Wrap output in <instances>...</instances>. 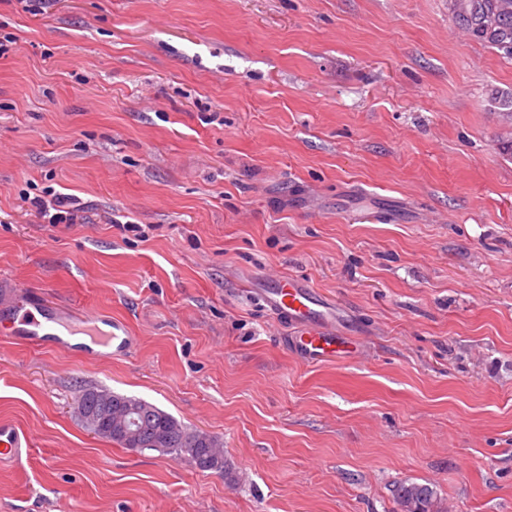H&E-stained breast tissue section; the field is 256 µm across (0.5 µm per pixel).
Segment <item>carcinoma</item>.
I'll list each match as a JSON object with an SVG mask.
<instances>
[{"label": "carcinoma", "instance_id": "1", "mask_svg": "<svg viewBox=\"0 0 512 512\" xmlns=\"http://www.w3.org/2000/svg\"><path fill=\"white\" fill-rule=\"evenodd\" d=\"M463 11L452 14L454 23L472 41L512 59V0H457ZM82 426L99 438L123 448L156 451L184 458L196 468L231 479L234 472L209 434L190 429L155 405L136 397L89 387L80 394ZM401 512H439L436 492L428 484L402 483L395 490Z\"/></svg>", "mask_w": 512, "mask_h": 512}]
</instances>
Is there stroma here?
I'll use <instances>...</instances> for the list:
<instances>
[{
    "label": "stroma",
    "mask_w": 512,
    "mask_h": 512,
    "mask_svg": "<svg viewBox=\"0 0 512 512\" xmlns=\"http://www.w3.org/2000/svg\"><path fill=\"white\" fill-rule=\"evenodd\" d=\"M0 286L124 320L125 358L0 336V512H512V60L448 0H0ZM70 193L87 223L22 194ZM126 221L135 230L123 229ZM307 279L351 353L301 360L257 289ZM236 472L84 430V388ZM46 196L37 195L30 198V195L21 197L24 203L28 204L29 211L34 214L43 224H84L86 216L85 203H81L73 195L55 193L48 190ZM50 197V198H47ZM103 395L110 398L109 402L103 399ZM112 397L124 402V410H142L132 415L131 419L137 422L131 421V424H128L137 433L135 440L125 443L112 435ZM79 398V420L87 431L97 437L123 448L150 450L174 458H184L200 470L224 473V477L230 480L234 477L232 466L217 448L212 436L188 428L155 405L140 398L116 394L98 387L82 390ZM217 463L220 465L219 469L210 468L212 464ZM31 444L24 432L15 425L0 422V462H21L30 455ZM395 496L402 512H439L436 492L429 484L402 483Z\"/></svg>",
    "instance_id": "stroma-1"
}]
</instances>
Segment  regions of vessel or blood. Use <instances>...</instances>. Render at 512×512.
Masks as SVG:
<instances>
[{
	"label": "vessel or blood",
	"mask_w": 512,
	"mask_h": 512,
	"mask_svg": "<svg viewBox=\"0 0 512 512\" xmlns=\"http://www.w3.org/2000/svg\"><path fill=\"white\" fill-rule=\"evenodd\" d=\"M264 299L273 314L294 330L291 350L309 362H320L345 353L350 347L340 336L336 325L340 320L333 301L293 278L281 279L277 287L265 290ZM98 316L84 314L80 318L60 317L48 302L33 303L30 309L0 314V334L28 343H51L57 348H71L76 323L94 327L93 345L111 347L113 353H128L131 338L124 325H112L110 331L98 330ZM31 444L15 425L0 422V462H21L29 456Z\"/></svg>",
	"instance_id": "vessel-or-blood-1"
}]
</instances>
